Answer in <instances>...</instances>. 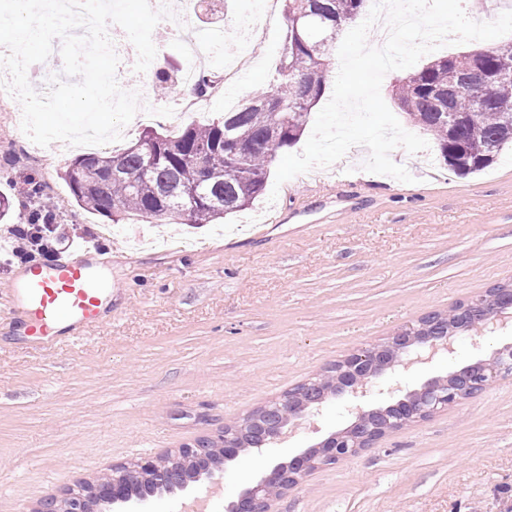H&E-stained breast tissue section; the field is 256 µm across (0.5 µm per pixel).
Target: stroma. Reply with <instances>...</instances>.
I'll use <instances>...</instances> for the list:
<instances>
[{
  "label": "stroma",
  "mask_w": 512,
  "mask_h": 512,
  "mask_svg": "<svg viewBox=\"0 0 512 512\" xmlns=\"http://www.w3.org/2000/svg\"><path fill=\"white\" fill-rule=\"evenodd\" d=\"M285 0H229L225 26L265 12L237 72L232 38L207 70L218 94L186 114L203 122L224 112L225 95L245 101L268 84L281 56ZM198 0L156 25L158 58L186 66L176 28L201 29ZM151 100L150 122L132 120L121 146L145 127L170 128L169 104L155 102L151 78L132 85ZM78 146L41 147L0 112V195L10 224L28 211L23 183L45 179L61 223L97 245L118 279L112 316L75 341L41 348L19 334L8 310L14 269L0 266V512H37L112 468L176 453L279 400L296 385L328 375L346 354L415 326L430 312L512 281V148L482 172L461 176L432 154L431 164L398 147L391 159L413 180L364 170L369 151L352 147L329 167L281 184L223 223L156 227L108 219L78 207L61 173ZM460 335L452 355L377 380L369 410L512 344V329L473 343ZM351 420L329 398L264 453L224 464L217 493L201 481L112 512H180L209 494V512H226L244 489L279 463L315 447ZM271 512H512V374L477 394L381 437L371 448L321 466L273 495Z\"/></svg>",
  "instance_id": "obj_1"
}]
</instances>
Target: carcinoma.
Segmentation results:
<instances>
[{"instance_id": "cac0c4a2", "label": "carcinoma", "mask_w": 512, "mask_h": 512, "mask_svg": "<svg viewBox=\"0 0 512 512\" xmlns=\"http://www.w3.org/2000/svg\"><path fill=\"white\" fill-rule=\"evenodd\" d=\"M365 0H288L287 30L273 80L253 91L233 110L177 135L148 130L139 143L121 151L90 152L73 159L62 173L74 202L117 224L137 215L149 224H210L247 209L264 189L275 157L302 135L308 115L321 99L328 58L339 32L357 19ZM312 5L325 18L326 31L294 30V15ZM175 66L154 72L156 88L176 93ZM218 82L197 74L191 93L212 97ZM395 97L409 123L429 134L444 162L459 174L479 172L512 144V45L436 58L402 79ZM463 327L459 308L442 317L449 330ZM185 480L196 463L163 458ZM173 485L142 480L130 496L146 499Z\"/></svg>"}]
</instances>
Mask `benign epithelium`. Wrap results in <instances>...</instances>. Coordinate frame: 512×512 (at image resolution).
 I'll use <instances>...</instances> for the list:
<instances>
[{"label":"benign epithelium","mask_w":512,"mask_h":512,"mask_svg":"<svg viewBox=\"0 0 512 512\" xmlns=\"http://www.w3.org/2000/svg\"><path fill=\"white\" fill-rule=\"evenodd\" d=\"M465 317L479 315L482 328L487 332L502 330L512 324V290L506 288L498 293L492 306L486 305L476 297L463 304ZM454 337L448 334L433 320L423 327L406 329L385 344L347 355L343 361V371L336 381L339 395L345 397L348 412L359 409L363 399L371 393L374 379L385 370L394 366L395 358L404 360L403 368L410 369L417 365L429 364L439 357L453 352ZM488 382L486 369L477 368V364H468L452 372L445 380L429 381L416 396L400 399L393 405L394 411L381 423L369 415L359 417L357 422L342 432H336L321 442L316 451L320 463L333 465L346 456L370 447L374 441L387 431L401 427L403 424L429 416L435 411L462 398L465 391L472 386ZM320 404L313 395L311 383L304 384V389L295 396H288V417L298 419L307 408ZM288 437V421L280 415L269 416L262 424L257 437L255 449L262 453L271 444ZM316 463L310 458V450L293 457L288 462L286 471L277 473L274 467L269 477L280 475L282 483L289 486L299 477L309 472ZM149 477L158 483L182 482V475L173 468H161L151 457L142 458L136 465L128 468L124 480L101 482L92 490L96 498H106L114 502H126V485ZM267 480L245 490L232 504V512H269V499L263 495Z\"/></svg>","instance_id":"1"}]
</instances>
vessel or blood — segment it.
Listing matches in <instances>:
<instances>
[{
  "mask_svg": "<svg viewBox=\"0 0 512 512\" xmlns=\"http://www.w3.org/2000/svg\"><path fill=\"white\" fill-rule=\"evenodd\" d=\"M92 251L88 244L72 246L66 256L32 265L9 282L14 320L34 344L78 338L102 321L113 283Z\"/></svg>",
  "mask_w": 512,
  "mask_h": 512,
  "instance_id": "vessel-or-blood-1",
  "label": "vessel or blood"
}]
</instances>
